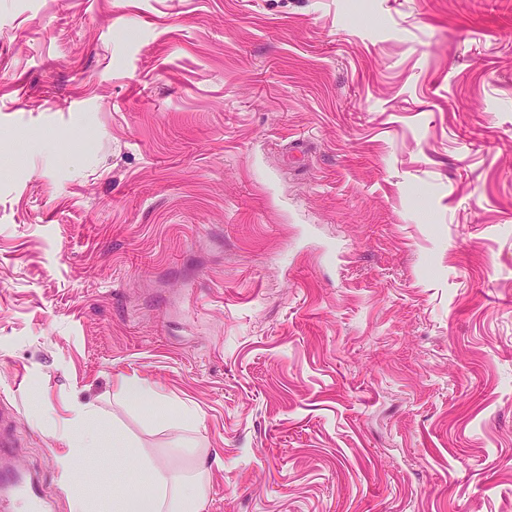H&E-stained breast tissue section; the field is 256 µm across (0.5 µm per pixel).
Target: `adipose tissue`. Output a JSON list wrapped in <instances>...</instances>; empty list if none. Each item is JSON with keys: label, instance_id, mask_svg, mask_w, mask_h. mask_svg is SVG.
Masks as SVG:
<instances>
[{"label": "adipose tissue", "instance_id": "ef3b65f1", "mask_svg": "<svg viewBox=\"0 0 512 512\" xmlns=\"http://www.w3.org/2000/svg\"><path fill=\"white\" fill-rule=\"evenodd\" d=\"M86 409L75 408L73 425L65 429L68 451L57 459L59 483L70 495V512H87V502L74 482L79 462L97 454L103 441L99 432L87 430ZM207 469L189 479L156 467H148L145 483L132 490L112 492V512H203Z\"/></svg>", "mask_w": 512, "mask_h": 512}]
</instances>
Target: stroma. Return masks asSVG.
Here are the masks:
<instances>
[{
  "label": "stroma",
  "mask_w": 512,
  "mask_h": 512,
  "mask_svg": "<svg viewBox=\"0 0 512 512\" xmlns=\"http://www.w3.org/2000/svg\"><path fill=\"white\" fill-rule=\"evenodd\" d=\"M136 377L172 410L118 396ZM204 512H512V0H0V412ZM145 483L133 490L112 492L113 512H201L209 470L200 469L185 479L177 473L144 465Z\"/></svg>",
  "instance_id": "obj_1"
}]
</instances>
